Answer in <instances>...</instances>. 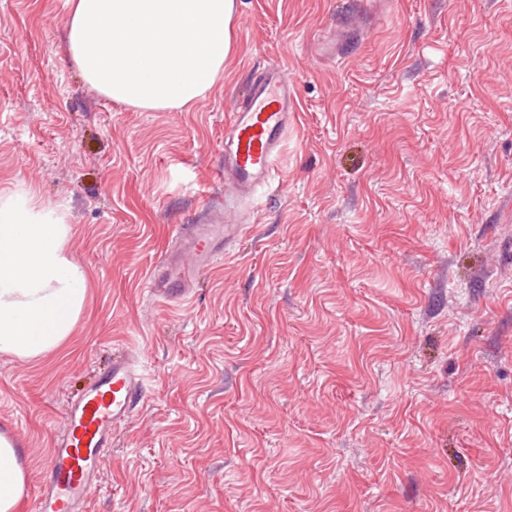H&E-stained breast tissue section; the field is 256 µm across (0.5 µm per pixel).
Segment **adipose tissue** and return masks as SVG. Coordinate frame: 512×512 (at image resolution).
<instances>
[{"label":"adipose tissue","mask_w":512,"mask_h":512,"mask_svg":"<svg viewBox=\"0 0 512 512\" xmlns=\"http://www.w3.org/2000/svg\"><path fill=\"white\" fill-rule=\"evenodd\" d=\"M236 0H70L65 38L88 86L143 111L204 97L234 45ZM63 206L25 185L0 193V352L37 359L71 335L88 272L67 250ZM21 445L0 431V512H20Z\"/></svg>","instance_id":"1"}]
</instances>
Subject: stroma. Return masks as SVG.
Instances as JSON below:
<instances>
[{
	"label": "stroma",
	"mask_w": 512,
	"mask_h": 512,
	"mask_svg": "<svg viewBox=\"0 0 512 512\" xmlns=\"http://www.w3.org/2000/svg\"><path fill=\"white\" fill-rule=\"evenodd\" d=\"M353 9L237 0L223 75L154 112L85 84L68 0H0V192L64 204L89 272L60 348L0 354L23 512L123 350L150 380L87 512H512V0ZM277 60L298 110L271 188L186 301H152L176 225L224 193L233 96Z\"/></svg>",
	"instance_id": "obj_1"
}]
</instances>
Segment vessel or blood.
Masks as SVG:
<instances>
[{
  "label": "vessel or blood",
  "mask_w": 512,
  "mask_h": 512,
  "mask_svg": "<svg viewBox=\"0 0 512 512\" xmlns=\"http://www.w3.org/2000/svg\"><path fill=\"white\" fill-rule=\"evenodd\" d=\"M295 112V83L287 66L274 62L253 75L247 92L234 101L224 130V199L206 204L202 221L177 225L148 277L150 297L170 303L188 298L199 274L245 233L250 205L276 175ZM145 375L136 355L118 354L68 402L38 486L37 512H85L101 483L113 433L145 395Z\"/></svg>",
  "instance_id": "b4317fda"
}]
</instances>
